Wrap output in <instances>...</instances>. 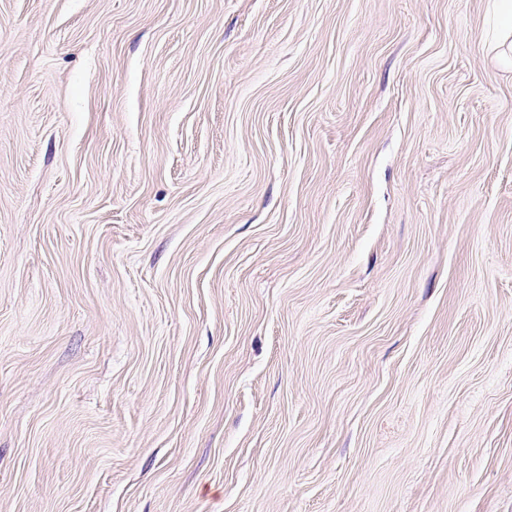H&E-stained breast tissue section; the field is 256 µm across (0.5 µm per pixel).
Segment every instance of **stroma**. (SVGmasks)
Segmentation results:
<instances>
[{
    "label": "stroma",
    "instance_id": "1",
    "mask_svg": "<svg viewBox=\"0 0 512 512\" xmlns=\"http://www.w3.org/2000/svg\"><path fill=\"white\" fill-rule=\"evenodd\" d=\"M0 512H512L491 0H0Z\"/></svg>",
    "mask_w": 512,
    "mask_h": 512
}]
</instances>
